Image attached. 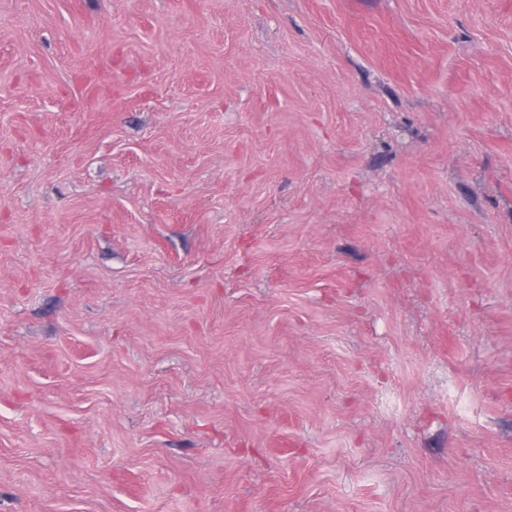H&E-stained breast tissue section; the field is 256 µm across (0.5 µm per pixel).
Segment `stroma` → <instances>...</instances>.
Listing matches in <instances>:
<instances>
[{
	"instance_id": "obj_1",
	"label": "stroma",
	"mask_w": 512,
	"mask_h": 512,
	"mask_svg": "<svg viewBox=\"0 0 512 512\" xmlns=\"http://www.w3.org/2000/svg\"><path fill=\"white\" fill-rule=\"evenodd\" d=\"M0 512H512V0H0Z\"/></svg>"
}]
</instances>
